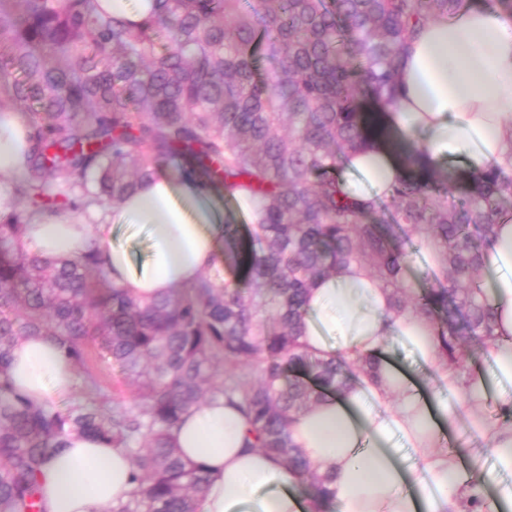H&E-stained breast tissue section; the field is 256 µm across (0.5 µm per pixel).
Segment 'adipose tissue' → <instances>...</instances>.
I'll return each mask as SVG.
<instances>
[{"mask_svg": "<svg viewBox=\"0 0 512 512\" xmlns=\"http://www.w3.org/2000/svg\"><path fill=\"white\" fill-rule=\"evenodd\" d=\"M383 121L390 140L342 158L352 196H389L403 177L404 148L418 147L428 166L457 159L465 177L497 169L512 179V14L471 0L452 19L427 23L403 58L398 93ZM29 117L0 113V217L16 208L14 185L33 150ZM215 192L184 173L161 174L119 208L86 199L58 213L29 211L23 244L48 259L97 249L111 282L136 297L195 283L223 261L224 217ZM147 227L148 262L135 267L117 230ZM485 293L496 313L484 366L459 371L442 355L431 323L394 313L381 282L353 264L317 281L305 305L306 349L321 358L379 361L378 375L352 380L300 413L294 444L311 467L332 477L326 500L310 503L294 491L301 478L279 459L244 445L248 421L225 398L189 410L174 431L183 456L210 476L200 512H500L512 503V425L476 416L495 402L512 408V220L501 222L484 248ZM411 348L423 374L392 363L388 340ZM10 375L19 392L44 403L69 395L73 365L47 337L20 340ZM466 429L468 441L448 447L447 433ZM495 466L482 478L481 451ZM45 512H103L135 489L122 449L71 438L39 476Z\"/></svg>", "mask_w": 512, "mask_h": 512, "instance_id": "adipose-tissue-1", "label": "adipose tissue"}]
</instances>
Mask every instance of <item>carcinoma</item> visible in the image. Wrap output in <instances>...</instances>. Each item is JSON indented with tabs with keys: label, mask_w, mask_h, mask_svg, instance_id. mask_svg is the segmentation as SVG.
Wrapping results in <instances>:
<instances>
[{
	"label": "carcinoma",
	"mask_w": 512,
	"mask_h": 512,
	"mask_svg": "<svg viewBox=\"0 0 512 512\" xmlns=\"http://www.w3.org/2000/svg\"><path fill=\"white\" fill-rule=\"evenodd\" d=\"M7 2L0 82L36 119L15 185L22 209L0 220V512H43L38 476L74 436L130 459L137 487L110 512H198L208 475L183 458L173 430L219 397L239 399L247 447L281 458L312 498H326L331 476L310 469L290 426L344 392L353 372L376 369L371 358H318L302 342L306 294L352 263L389 289L393 311L431 321L457 369L463 339H492L483 249L512 203V180L490 170L456 197L415 148L383 201L349 196L340 165L381 133L365 102L394 101L422 26L466 0H153L138 22L97 0ZM171 158L225 198L258 202L246 231L225 219L233 281L208 271L176 296L140 300L108 280L94 248L49 263L21 247L27 211L53 213L79 196L117 207ZM384 206L390 223L434 248L437 285L408 286L410 237L368 222ZM29 336L54 339L75 367L96 345L120 367L133 408L114 411L91 377L82 402L31 403L10 375Z\"/></svg>",
	"instance_id": "cac0c4a2"
}]
</instances>
